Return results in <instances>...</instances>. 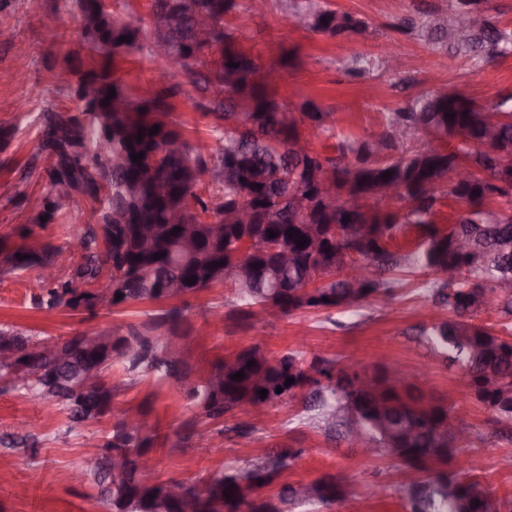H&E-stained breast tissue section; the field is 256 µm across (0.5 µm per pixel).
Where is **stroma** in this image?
Segmentation results:
<instances>
[{
	"instance_id": "35a3bbf8",
	"label": "stroma",
	"mask_w": 512,
	"mask_h": 512,
	"mask_svg": "<svg viewBox=\"0 0 512 512\" xmlns=\"http://www.w3.org/2000/svg\"><path fill=\"white\" fill-rule=\"evenodd\" d=\"M247 2L235 0L234 8L224 15V27L235 32L238 48L258 64L280 69L282 78L271 89L278 101L294 106L312 99L331 111L333 133L313 138L315 151L330 155L338 137L364 138L379 132L384 112L442 84L479 103L512 93V55L472 71L393 30L397 18L428 5L446 7L447 0H328L332 8L371 26V34L357 39L310 31L290 9V0H268L261 14L250 12ZM79 36V16L70 0H0V124L11 129L0 140V238L12 246H62L91 222L89 211L76 209L58 223L34 227L27 238L18 235L28 221L22 200L43 185L39 174L47 158L40 149L41 115L74 105L68 89L51 83L48 75L76 48ZM19 44L28 50L22 70L14 57ZM387 47L405 58V74L385 72L380 60ZM358 55L376 62L363 79L342 70L348 58ZM112 68L116 77L134 87L151 83L159 89L175 88L169 102L184 138L196 146L216 148L214 121L202 109L211 95L201 92L191 77L167 72L163 60L144 50L115 58ZM399 277L402 284L389 300L372 299L356 310L289 315L275 311L266 321L248 323L233 315L230 288L215 285L188 297V332L176 344L197 379L225 356L256 344L273 357L299 351L346 363L356 359L370 374L396 366L401 385L421 388L425 403L447 404L453 423L465 429V449L449 462V470L493 489L499 497L512 498V467L504 463L512 457V424L492 423L459 371L441 363L427 365L415 329L446 311L424 297L426 274L403 270ZM41 291L37 268L12 271L0 263V325L33 336L65 337L136 325L157 309L147 301L111 310L47 314L34 303ZM105 379L113 387L112 405L98 422L74 424L59 406L17 392L0 393V512H105L93 483L73 484L67 475L125 411L141 408L148 411L146 426L158 435L151 473L155 480L191 481L222 471L229 461L242 462L290 445L303 454L284 473L285 482H307L327 472L345 481L348 493L332 512H403L391 489L392 482L404 478L402 463L364 457L346 440L325 436L311 423L303 399L275 405L256 432L242 437L235 428L251 421L248 407L226 413L220 422H203L196 419L191 402L174 380L145 377L133 382L118 366L109 369ZM202 433L212 441L211 452L196 447ZM382 486L387 494L376 496Z\"/></svg>"
}]
</instances>
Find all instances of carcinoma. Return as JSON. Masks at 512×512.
<instances>
[{
    "mask_svg": "<svg viewBox=\"0 0 512 512\" xmlns=\"http://www.w3.org/2000/svg\"><path fill=\"white\" fill-rule=\"evenodd\" d=\"M73 4L80 17V49L63 59L59 71L66 78L56 73L53 78L64 82L76 107L43 116L40 147L49 165L42 176L44 190L32 203L31 220L42 226L45 216L51 224L77 207L74 197L81 196L83 204L91 206L95 223L75 236L83 262L70 278L44 283L39 309L92 310L97 307L94 285L104 277L107 290L123 294L112 300L114 307L181 300L227 283L233 290L232 313L247 321L271 309L290 313L359 307L398 287V279L386 273L422 269L436 275L425 283V296L446 307L448 316L421 327L418 341L433 358L461 371L492 421L512 422V338L476 323L490 307L512 315V94L484 105L446 88L424 91L387 113L380 132L339 142L338 155L309 149L300 158L287 150L298 139L300 126L330 133L332 112L311 99L293 111L268 94V84L256 78L255 59L232 48L233 35L220 30L234 0H153V24L147 31L140 18L117 14L103 0ZM293 9L309 29L331 38L371 33L362 19L321 0H305ZM464 10L481 12L484 21L466 40L451 42L448 24L440 20ZM199 12L209 17L210 25L195 33L191 21ZM418 14L397 19L394 29L474 70L512 54V30L489 14L486 0H448L445 9H420ZM163 30L169 46L165 60H182L183 71L194 75L193 66L212 57L213 70L200 80L203 90L214 86L224 98L207 108L219 132L218 147L211 153L183 140L180 123L162 95L134 97L113 77L115 57L144 48L155 55L153 46ZM122 36L129 40L119 42ZM84 51L104 62L85 66ZM371 66V60L355 56L345 72L361 78L371 73ZM111 88L115 96L108 101ZM489 112L499 117L495 157L478 149L487 135L484 115ZM448 113L454 118L446 117ZM155 125L159 131L152 135L149 130ZM450 128L460 133L453 148L440 151L425 145L431 136H447ZM104 133L112 137L109 155L98 147ZM141 152L144 157L132 162L131 155ZM460 165L469 169L470 178L448 184ZM326 170L332 174L334 194L360 200L358 208L344 209L316 194L310 175ZM386 172L391 177L384 179ZM388 185L402 189L396 210L379 208L382 189ZM242 196L256 209V223H226L224 208ZM445 197L466 203L450 229L436 223ZM498 198L505 205L494 206ZM176 212L183 213L178 225L170 220ZM176 227L181 231L171 234ZM291 228L295 233L290 237ZM269 230L277 236L269 237ZM408 231L416 234L414 247L404 253L391 251L394 239ZM301 236L308 240L303 248L296 243ZM184 238L196 242L195 251L182 250ZM272 242L292 255L288 264L268 248ZM350 251L369 259L367 275L357 281L346 277ZM61 252L51 244L32 251L0 241L3 263L12 270L53 266ZM156 253L164 257L155 260ZM18 254L25 259L16 258ZM136 256L141 260H134ZM214 262L220 266L212 267ZM450 268L456 276L449 282L440 273ZM188 277L197 281L188 285ZM78 282L86 287H76ZM185 325L183 308L161 309L138 326L112 331V345L60 365L48 353H23L42 340L0 326V340L9 339L21 352L15 359H0V391L35 395L61 407L78 423L110 411L113 388L104 372L115 364L132 380H175L197 414L213 421L243 405L266 409L291 402L305 390L318 429L349 441L354 423L375 457L397 459L421 473L394 486L405 512H512V499L454 473L422 475L431 464H448L460 450L457 438H448V407L419 405L421 396L399 392L389 372L362 387L341 376L344 367L337 358L313 355L307 360L301 352L274 358L252 345L225 357L207 377L192 381L189 362L171 355V339L184 335ZM240 370L244 377L234 379ZM289 378L294 383L287 386ZM278 387L282 392H276ZM262 389L268 391L263 399ZM155 439L153 431L132 428L122 420L113 425L102 449L123 452L126 475L107 486L105 456L91 473L106 512H196L192 492L173 499L169 483L153 482L141 470L140 461L153 452ZM301 454L299 448H275L188 487L208 488V512L331 508L345 494L334 474L316 478L318 486L311 495L303 493L307 482L279 483Z\"/></svg>",
    "mask_w": 512,
    "mask_h": 512,
    "instance_id": "cac0c4a2",
    "label": "carcinoma"
}]
</instances>
